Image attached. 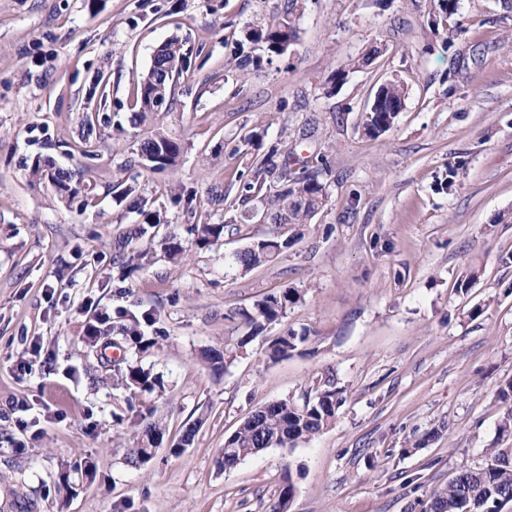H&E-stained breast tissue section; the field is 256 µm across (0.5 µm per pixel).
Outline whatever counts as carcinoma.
<instances>
[{
  "mask_svg": "<svg viewBox=\"0 0 512 512\" xmlns=\"http://www.w3.org/2000/svg\"><path fill=\"white\" fill-rule=\"evenodd\" d=\"M296 37L292 21L267 29H254L250 39L266 45L272 53L282 52V43ZM152 77L146 75L134 94L136 117L145 123L151 120L153 107L150 103ZM278 148L269 149L265 157L253 169L251 179L245 181L242 191L245 198L259 195L266 183V176L276 169ZM282 187L276 192L274 206L267 209L265 218L273 224H305L326 203L325 186L316 177L291 178L281 174ZM225 224H197L194 226L195 245L203 248L224 236ZM288 240L278 235L258 239L235 254V263L243 272L276 258ZM297 301V296L285 292L279 296L270 294L254 303L251 313L243 314L248 332L240 339L245 345L257 337L267 325L279 320L286 307ZM304 337L293 332L278 336L268 344V357L276 361L295 351ZM116 382L122 386L153 385L150 373L143 370L123 372L113 365ZM343 402V390L336 386L332 375L320 378L314 387V395H306L298 402L285 399L267 403L248 415L230 434L232 440L224 445L220 462L222 469L232 470L248 457L272 446H293L327 429L334 421L336 410ZM163 437L161 423L145 427L138 447L130 452V463L137 466L143 456L156 447ZM488 463L477 470H466L456 475L448 484L435 491L422 503V512H490L500 503L512 501V448L487 449Z\"/></svg>",
  "mask_w": 512,
  "mask_h": 512,
  "instance_id": "cac0c4a2",
  "label": "carcinoma"
}]
</instances>
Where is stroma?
Here are the masks:
<instances>
[{
    "mask_svg": "<svg viewBox=\"0 0 512 512\" xmlns=\"http://www.w3.org/2000/svg\"><path fill=\"white\" fill-rule=\"evenodd\" d=\"M288 18L284 52L247 41ZM174 37L189 54L170 109L134 124L136 85ZM238 51L255 64L231 65ZM389 80L403 109L366 137ZM155 129L181 142L176 166L144 160ZM272 146L325 186L308 224L272 227L241 195ZM38 166L73 172L72 197ZM225 223L195 246L194 225ZM272 231L288 248L238 271L235 253ZM289 289L298 301L239 346L241 311ZM132 317L148 349L120 334ZM94 326L108 348L88 349ZM287 331L302 343L269 361L267 338ZM116 361L158 385L114 389ZM328 374L344 396L331 427L218 468L250 412ZM509 379L512 0L449 15L438 0H0V512H268L287 480L288 512H421L512 448L498 431ZM154 421L166 434L132 467Z\"/></svg>",
    "mask_w": 512,
    "mask_h": 512,
    "instance_id": "stroma-1",
    "label": "stroma"
}]
</instances>
